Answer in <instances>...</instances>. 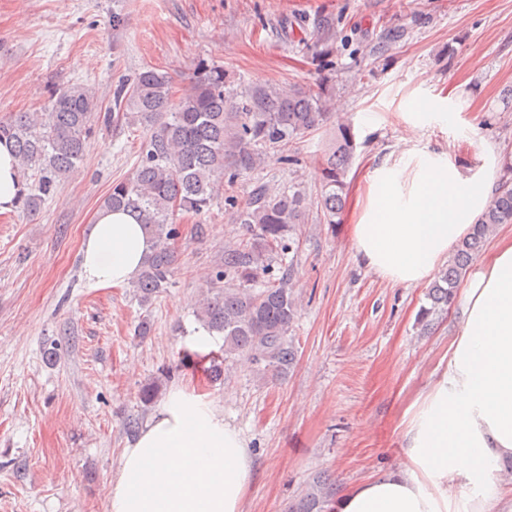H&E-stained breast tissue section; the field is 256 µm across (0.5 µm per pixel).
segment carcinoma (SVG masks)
<instances>
[{"mask_svg": "<svg viewBox=\"0 0 512 512\" xmlns=\"http://www.w3.org/2000/svg\"><path fill=\"white\" fill-rule=\"evenodd\" d=\"M49 105L51 111L45 114L17 112L0 119V142L9 144L21 170L36 172L37 180L20 199L29 211L37 209L58 177L83 160L97 97L91 88L71 84L54 92ZM332 109V97L321 85L286 92L270 85L254 86L231 96L224 91L220 67L195 77L177 100L172 79L154 69L112 87L117 119L147 131L138 165L131 175L112 184L102 202L104 207L131 213L153 242L132 280L140 304L151 303L174 275L178 236L174 215L209 210L222 179L228 186L224 202L237 209L240 223L250 228L249 237L224 249L197 313L209 334L224 337V353L195 351L184 356L214 381L224 376L226 362L240 354L262 366L266 377L286 374L296 361L289 338L298 317V302L290 288L293 262H288L287 277L277 282L264 277L275 252L292 250L283 240L302 221L303 194L277 192L264 184L254 186L240 200L233 188L239 177L263 168L273 153L290 160L288 151L296 140L334 119L336 138L319 164L318 206L326 223H335L344 205L354 139L350 126L335 119ZM504 165L508 176L498 181L474 231L457 244L429 288L430 306L419 317L426 333L432 329L433 316L448 310L456 288L497 225L512 224V158H506ZM334 494L332 484L318 477L288 512H327Z\"/></svg>", "mask_w": 512, "mask_h": 512, "instance_id": "1", "label": "carcinoma"}]
</instances>
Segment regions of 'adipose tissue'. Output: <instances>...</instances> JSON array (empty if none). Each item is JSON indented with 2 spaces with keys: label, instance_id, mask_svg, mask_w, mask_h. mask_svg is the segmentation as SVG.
<instances>
[{
  "label": "adipose tissue",
  "instance_id": "1",
  "mask_svg": "<svg viewBox=\"0 0 512 512\" xmlns=\"http://www.w3.org/2000/svg\"><path fill=\"white\" fill-rule=\"evenodd\" d=\"M369 179L350 239L375 273L406 286L432 280L494 192L485 171L466 174L427 152ZM150 249L132 215L99 209L82 245L84 276L95 288L125 285ZM402 439L401 468L343 493L333 512H461L452 483L481 507L501 495L498 463L512 457V237L467 282L448 361L406 410ZM251 478L244 436L179 385L124 449L110 512H242Z\"/></svg>",
  "mask_w": 512,
  "mask_h": 512
}]
</instances>
